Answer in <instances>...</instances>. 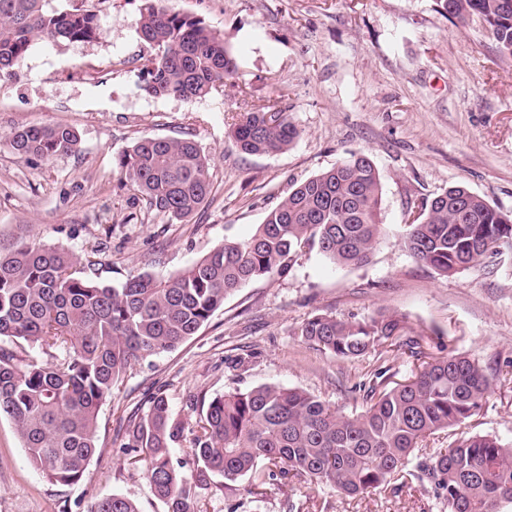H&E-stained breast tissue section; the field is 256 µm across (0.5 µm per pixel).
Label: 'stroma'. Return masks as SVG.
I'll use <instances>...</instances> for the list:
<instances>
[{
	"instance_id": "1",
	"label": "stroma",
	"mask_w": 512,
	"mask_h": 512,
	"mask_svg": "<svg viewBox=\"0 0 512 512\" xmlns=\"http://www.w3.org/2000/svg\"><path fill=\"white\" fill-rule=\"evenodd\" d=\"M223 35L235 75L210 96L182 101L142 90L155 54L139 37V0H97L94 44L35 41L13 79L0 82V248L24 240L92 257L90 278L118 283L143 272L178 273L224 240L249 237L292 184L351 152L369 155L383 188V234L370 261L333 264L302 256L285 276L259 279L229 296L178 348L129 369L100 408L92 458L78 484L50 483L34 469L12 422L0 417V512H92L118 494L140 512H166L141 466L114 440L149 396L162 393L183 428L173 459L195 468L193 432L202 397L262 384L305 390L336 410H361L359 385L383 389L417 360L448 353L494 364L499 375L481 410L455 433L512 441V265L439 276L406 249L414 202L454 185L512 215V58L480 24L455 27L436 0H167ZM277 98L300 135L285 152L248 156L232 136L246 106ZM80 135L75 154L26 160L6 136L31 125ZM192 133L210 159L212 193L196 217L174 224L133 203L118 157L143 136ZM405 317L420 358L402 342L340 360L302 342L315 314L361 320ZM384 377H377L378 369ZM245 512H437L428 485L378 489L358 498L296 481L240 486Z\"/></svg>"
}]
</instances>
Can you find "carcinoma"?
I'll use <instances>...</instances> for the list:
<instances>
[{"mask_svg":"<svg viewBox=\"0 0 512 512\" xmlns=\"http://www.w3.org/2000/svg\"><path fill=\"white\" fill-rule=\"evenodd\" d=\"M453 25L480 22L498 52L512 57V0H437ZM139 37L157 49L143 90L155 97L209 96L237 70L224 39L165 0H141ZM91 44L98 14L46 0H0V80L24 61L33 41ZM299 136L290 115L269 101L246 111L232 130L240 151L288 150ZM19 156L49 161L77 151V133L32 125L7 137ZM118 167L134 198L170 221L187 223L211 194L209 158L193 135L144 136ZM382 184L371 159L352 153L292 185L244 240L224 244L167 278L143 273L114 285L85 275L81 257L62 247L20 241L0 250V416L11 420L31 465L63 486L79 483L99 452L100 407L127 370L196 335L225 299L245 284L284 274L317 250L340 265L369 261L382 232ZM404 244L416 261L443 276L512 260V216L464 186H452L408 211ZM402 317L380 311L367 321L314 315L296 335L340 360L360 358L401 335ZM38 347L47 359H24ZM498 369L462 354L424 361L404 382L365 391L347 414L296 388L266 384L216 395L202 404L192 439L195 473L184 475L171 448L182 437L161 393L123 428L119 448L144 473L167 512H201L195 488L224 478L265 483L289 477L349 497L428 483L439 512H512V443L474 434L450 446L420 444L474 416ZM92 512H139L129 498L99 499Z\"/></svg>","mask_w":512,"mask_h":512,"instance_id":"cac0c4a2","label":"carcinoma"}]
</instances>
